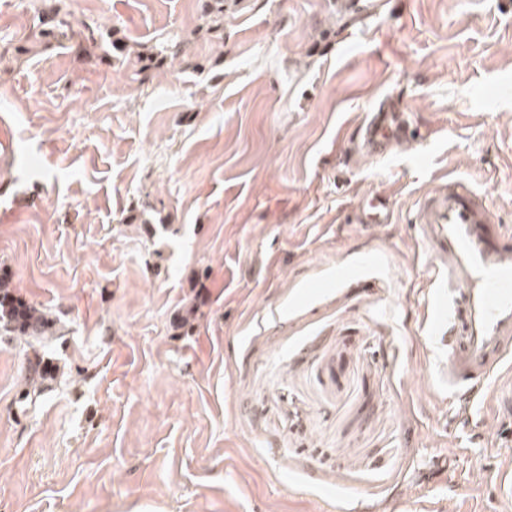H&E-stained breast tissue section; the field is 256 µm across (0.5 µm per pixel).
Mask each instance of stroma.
Segmentation results:
<instances>
[{"instance_id":"1","label":"stroma","mask_w":512,"mask_h":512,"mask_svg":"<svg viewBox=\"0 0 512 512\" xmlns=\"http://www.w3.org/2000/svg\"><path fill=\"white\" fill-rule=\"evenodd\" d=\"M205 2L0 0V271L63 372L22 401L36 351L0 342V512H512L502 419L448 412L414 232L452 175L512 225V0ZM50 9L181 55L18 53ZM388 95L423 139L349 154ZM388 217V205L380 198H371L359 212L360 224H385Z\"/></svg>"}]
</instances>
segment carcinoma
<instances>
[{
    "label": "carcinoma",
    "instance_id": "1",
    "mask_svg": "<svg viewBox=\"0 0 512 512\" xmlns=\"http://www.w3.org/2000/svg\"><path fill=\"white\" fill-rule=\"evenodd\" d=\"M99 30L84 24L82 30L74 31L70 21L54 13L51 24L44 19L30 27L25 43L35 45L53 40L62 47H74L84 53L100 48ZM0 335L10 340L22 338L43 339L54 335V320L40 306L21 297L11 286V280L0 275ZM60 368L50 359L34 355L28 360L27 384L29 397L43 394L57 381Z\"/></svg>",
    "mask_w": 512,
    "mask_h": 512
}]
</instances>
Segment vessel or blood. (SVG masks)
<instances>
[{
    "mask_svg": "<svg viewBox=\"0 0 512 512\" xmlns=\"http://www.w3.org/2000/svg\"><path fill=\"white\" fill-rule=\"evenodd\" d=\"M359 152L377 159L403 141L420 139L390 102L380 104L360 128ZM388 205L367 200L362 224H382ZM416 237L433 270L426 318L447 363L448 408L474 421L477 402L512 409V391L498 387L512 370V229L500 224L469 182L452 178L419 202Z\"/></svg>",
    "mask_w": 512,
    "mask_h": 512,
    "instance_id": "vessel-or-blood-1",
    "label": "vessel or blood"
}]
</instances>
